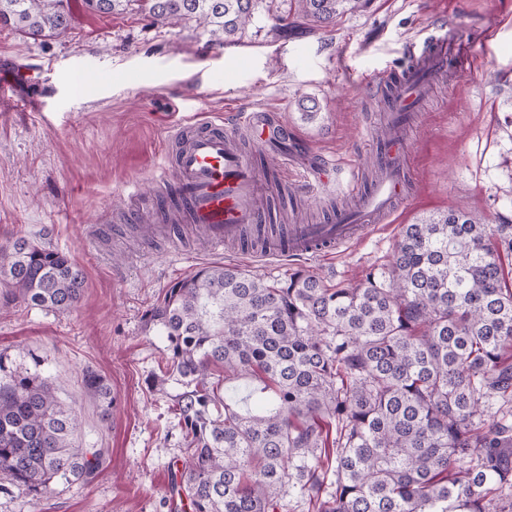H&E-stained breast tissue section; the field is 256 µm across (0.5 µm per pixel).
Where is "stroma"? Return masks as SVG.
Segmentation results:
<instances>
[{"label":"stroma","mask_w":512,"mask_h":512,"mask_svg":"<svg viewBox=\"0 0 512 512\" xmlns=\"http://www.w3.org/2000/svg\"><path fill=\"white\" fill-rule=\"evenodd\" d=\"M66 32L33 40L0 28V73L39 66V89L0 90V247L19 237L67 254L84 271L79 303L40 310L0 293V358L40 367L78 416L72 443L106 455L87 484L34 497L0 491V512H172L168 472L184 439L168 394L148 381L166 364V340L145 312L167 288L213 264L267 276L295 270L343 286L388 263L402 225L451 207L494 221L512 215V0H371L326 27L289 36L257 10L236 43L209 42L195 24L166 25L129 11L89 12L70 0ZM453 21L479 70L431 80L408 136L411 200L390 223L331 260L241 258L165 239L139 250L120 214L132 190L152 195L173 120L226 109L263 111L288 128L273 146L256 144L266 167L287 160L298 207L292 224H323L330 202L346 200L354 169L365 167L388 108L386 80ZM493 37H484L485 28ZM40 93V111L24 103ZM318 102L302 120L301 98ZM115 398L109 420L86 391L87 371Z\"/></svg>","instance_id":"35a3bbf8"}]
</instances>
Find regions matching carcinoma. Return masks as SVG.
Masks as SVG:
<instances>
[{"label":"carcinoma","mask_w":512,"mask_h":512,"mask_svg":"<svg viewBox=\"0 0 512 512\" xmlns=\"http://www.w3.org/2000/svg\"><path fill=\"white\" fill-rule=\"evenodd\" d=\"M193 21L222 45L242 38L265 0H83ZM369 0H289L286 32L327 26ZM69 0H0V25L32 38L69 26ZM512 219L463 208L402 226L389 263L330 288L296 270L281 279L213 264L167 289L145 313L167 340L164 375L186 454L170 467L180 512H284L285 490L313 512H512V425L482 407L512 404ZM0 285L63 313L83 271L25 238L0 249ZM256 379L261 412L238 408L237 379ZM111 415L112 388L86 374ZM77 419L38 371L0 363V475L35 495L89 483L97 448H74Z\"/></svg>","instance_id":"1"}]
</instances>
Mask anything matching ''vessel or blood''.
<instances>
[{
	"label": "vessel or blood",
	"mask_w": 512,
	"mask_h": 512,
	"mask_svg": "<svg viewBox=\"0 0 512 512\" xmlns=\"http://www.w3.org/2000/svg\"><path fill=\"white\" fill-rule=\"evenodd\" d=\"M411 64L413 70L407 80L393 91L392 111H411L423 90L418 80L420 73L449 69L463 72L473 68L474 60L465 40L454 32L432 37ZM235 120L246 133L257 134L264 141L285 131L283 124L257 112L238 114ZM169 139L177 144L174 160L155 174L164 185V192L147 201L139 191H131L123 217L137 220L143 207H151L159 221L174 217L198 231L203 248L212 253L229 243L257 237L265 218L259 204L261 173L235 147L224 130L223 119L204 114L178 119L170 128ZM372 160L378 170L376 179L366 181L359 169L353 173L348 191L357 202L355 211L340 215L330 224L288 225L271 236L265 256L328 255L388 222L395 207L409 195L405 131L377 138Z\"/></svg>",
	"instance_id": "obj_1"
}]
</instances>
